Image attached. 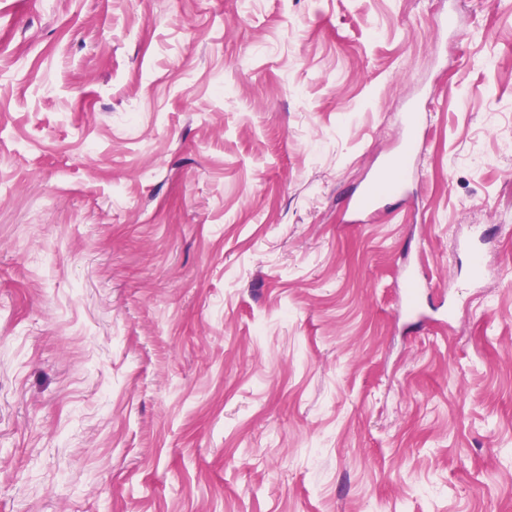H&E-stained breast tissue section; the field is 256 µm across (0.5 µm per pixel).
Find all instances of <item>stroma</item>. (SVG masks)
<instances>
[{
    "label": "stroma",
    "mask_w": 512,
    "mask_h": 512,
    "mask_svg": "<svg viewBox=\"0 0 512 512\" xmlns=\"http://www.w3.org/2000/svg\"><path fill=\"white\" fill-rule=\"evenodd\" d=\"M0 512H512V0H0ZM418 149V141L413 134L407 137L402 151L391 158L371 183L359 194L356 210L362 215H369L379 209L383 199L391 194L405 196L409 160Z\"/></svg>",
    "instance_id": "1"
}]
</instances>
